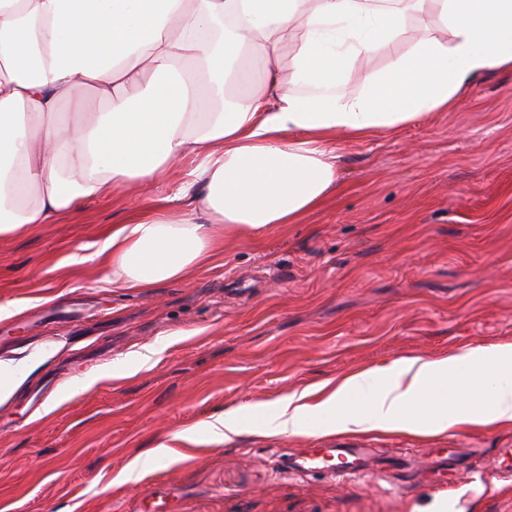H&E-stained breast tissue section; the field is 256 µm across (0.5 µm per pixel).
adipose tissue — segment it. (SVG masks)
<instances>
[{"label":"adipose tissue","instance_id":"obj_1","mask_svg":"<svg viewBox=\"0 0 512 512\" xmlns=\"http://www.w3.org/2000/svg\"><path fill=\"white\" fill-rule=\"evenodd\" d=\"M415 19L439 35L419 31L394 53ZM379 50L388 66L351 88L357 58ZM245 52L266 62L261 85L225 98ZM493 68L512 70V0H0V236L194 157L183 191L201 218L140 204L96 250L116 288L186 278L214 259L217 231L256 237L314 209L339 181L336 136L398 133L453 109ZM89 90L102 108L88 120ZM247 413L257 433L282 436L512 425V345L399 358L315 403L239 406L183 437L231 440Z\"/></svg>","mask_w":512,"mask_h":512}]
</instances>
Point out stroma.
<instances>
[{"label": "stroma", "instance_id": "1", "mask_svg": "<svg viewBox=\"0 0 512 512\" xmlns=\"http://www.w3.org/2000/svg\"><path fill=\"white\" fill-rule=\"evenodd\" d=\"M339 186L295 224L228 238L184 281L102 283L93 243L135 197L165 199L192 164L0 237V359L53 354L0 409V512H512V426L435 435L354 430L233 442L181 431L401 357L512 344V72L475 78L455 109L398 134L337 139ZM82 251L86 262L69 264ZM153 367L115 364L147 344ZM93 385H86L88 375ZM373 449L351 482L288 467L304 448Z\"/></svg>", "mask_w": 512, "mask_h": 512}]
</instances>
